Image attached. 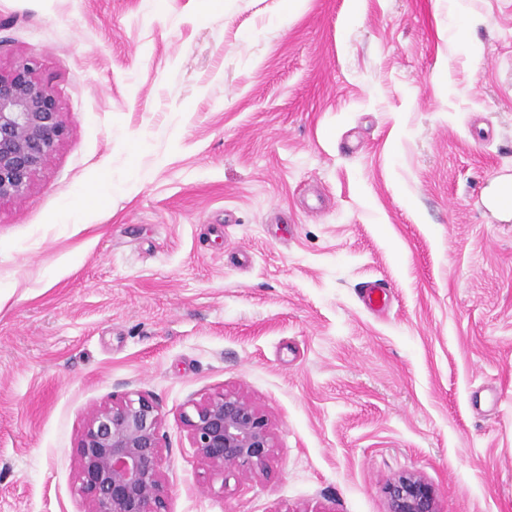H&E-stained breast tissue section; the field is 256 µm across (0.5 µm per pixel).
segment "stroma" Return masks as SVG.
<instances>
[{
	"label": "stroma",
	"instance_id": "35a3bbf8",
	"mask_svg": "<svg viewBox=\"0 0 512 512\" xmlns=\"http://www.w3.org/2000/svg\"><path fill=\"white\" fill-rule=\"evenodd\" d=\"M19 51L67 136L0 202V512H82L85 416L129 392L167 512H390L407 473L512 512V0H0ZM223 390L263 473L190 446ZM191 448L207 470L240 475L262 473L274 436L265 412L242 392L222 391L193 403L184 415Z\"/></svg>",
	"mask_w": 512,
	"mask_h": 512
}]
</instances>
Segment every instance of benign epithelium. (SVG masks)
<instances>
[{"instance_id": "1", "label": "benign epithelium", "mask_w": 512, "mask_h": 512, "mask_svg": "<svg viewBox=\"0 0 512 512\" xmlns=\"http://www.w3.org/2000/svg\"><path fill=\"white\" fill-rule=\"evenodd\" d=\"M66 136L57 96L36 58L0 69V201L19 200ZM162 418L140 394L90 409L77 439L83 512H167L169 484L160 471ZM190 447L201 465L254 476L272 455L265 412L242 392L222 391L193 403L184 415ZM391 512H437L431 486L402 475L387 486Z\"/></svg>"}]
</instances>
